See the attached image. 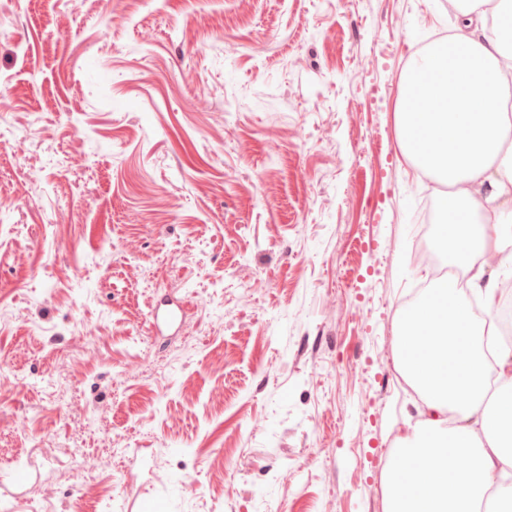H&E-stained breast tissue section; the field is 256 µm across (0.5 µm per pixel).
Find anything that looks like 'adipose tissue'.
<instances>
[{
    "mask_svg": "<svg viewBox=\"0 0 512 512\" xmlns=\"http://www.w3.org/2000/svg\"><path fill=\"white\" fill-rule=\"evenodd\" d=\"M494 4L503 28L478 27L433 46L404 76L396 109L401 149L448 184L439 199L443 250L482 295L502 296L490 257L512 261V0H465L466 18ZM465 290L434 284L398 322L401 367L425 421L400 436L386 473L389 512H494L512 495V347L488 366L485 319Z\"/></svg>",
    "mask_w": 512,
    "mask_h": 512,
    "instance_id": "obj_1",
    "label": "adipose tissue"
}]
</instances>
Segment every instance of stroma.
<instances>
[{
  "label": "stroma",
  "mask_w": 512,
  "mask_h": 512,
  "mask_svg": "<svg viewBox=\"0 0 512 512\" xmlns=\"http://www.w3.org/2000/svg\"><path fill=\"white\" fill-rule=\"evenodd\" d=\"M462 25L444 0H0V512H387L437 195L396 106Z\"/></svg>",
  "instance_id": "stroma-1"
}]
</instances>
